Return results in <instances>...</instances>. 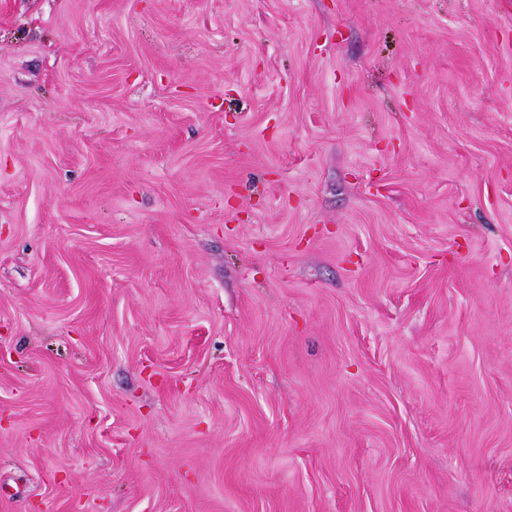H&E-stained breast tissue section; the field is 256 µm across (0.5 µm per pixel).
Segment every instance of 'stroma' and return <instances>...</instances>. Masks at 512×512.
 <instances>
[{"mask_svg": "<svg viewBox=\"0 0 512 512\" xmlns=\"http://www.w3.org/2000/svg\"><path fill=\"white\" fill-rule=\"evenodd\" d=\"M0 512H512V0H0Z\"/></svg>", "mask_w": 512, "mask_h": 512, "instance_id": "35a3bbf8", "label": "stroma"}]
</instances>
